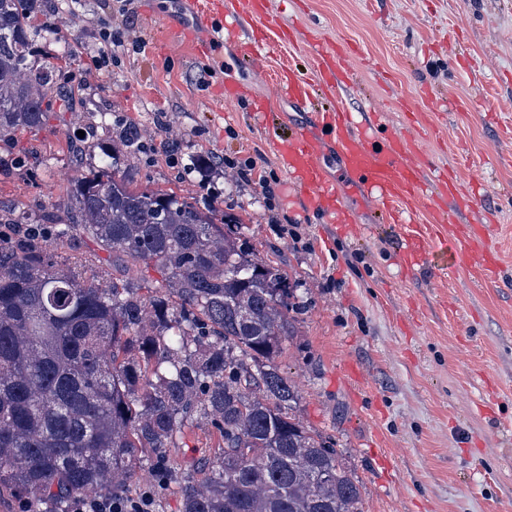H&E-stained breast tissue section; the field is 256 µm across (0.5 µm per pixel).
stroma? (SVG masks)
<instances>
[{
	"label": "stroma",
	"instance_id": "35a3bbf8",
	"mask_svg": "<svg viewBox=\"0 0 512 512\" xmlns=\"http://www.w3.org/2000/svg\"><path fill=\"white\" fill-rule=\"evenodd\" d=\"M89 3L83 12L46 0L35 51L55 66L53 110L41 128L0 142V206L24 217L64 206L111 146L134 187L201 208L215 189L248 247L296 290V334L277 364L298 386L303 425L331 442L357 483L362 512H512V0H264L290 39L250 65L240 59L250 22L240 43L203 51L171 22V0ZM97 16L144 51L92 69ZM320 46L346 55L337 95L354 120L404 136L427 183L451 171L460 196L473 197L448 214L455 224L483 216L495 278L464 261L453 238L404 269L402 228L378 223L335 149L325 170L366 233L340 232L297 196L272 133L249 114L264 104L282 126L308 123L306 109L279 97L275 74L286 65L318 79ZM129 129L141 149L123 148ZM81 130L95 145L78 161L70 144ZM203 155L253 164L254 175L217 170L200 188L193 167ZM47 242L111 283V262L79 236ZM186 442L167 451L181 476L215 454L207 425L187 428Z\"/></svg>",
	"mask_w": 512,
	"mask_h": 512
}]
</instances>
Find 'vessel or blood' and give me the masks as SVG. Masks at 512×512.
I'll list each match as a JSON object with an SVG mask.
<instances>
[{
  "label": "vessel or blood",
  "instance_id": "b4317fda",
  "mask_svg": "<svg viewBox=\"0 0 512 512\" xmlns=\"http://www.w3.org/2000/svg\"><path fill=\"white\" fill-rule=\"evenodd\" d=\"M260 0H176L177 25L187 42L238 41L239 20L249 17L257 25H268L269 19L258 8ZM280 96L305 106L313 101L314 86L310 80L285 69L277 77ZM309 125L296 128L278 142L275 148L279 166L293 180L309 209L331 216L341 231H349L355 222L352 212L338 201L336 186L322 165L325 141H332L346 169L361 184L378 206L383 221L397 223L403 211L426 197L428 187L422 181L416 164L410 158L408 143L393 136L376 140L369 129H355L346 113L314 112ZM448 211L436 205L432 208L434 232H407L400 250V261L414 268L426 260L435 235L447 231ZM465 252L476 258L485 274L498 268V258L486 248L484 224L468 225L460 234Z\"/></svg>",
  "mask_w": 512,
  "mask_h": 512
}]
</instances>
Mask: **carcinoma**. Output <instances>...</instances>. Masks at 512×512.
Segmentation results:
<instances>
[{
    "mask_svg": "<svg viewBox=\"0 0 512 512\" xmlns=\"http://www.w3.org/2000/svg\"><path fill=\"white\" fill-rule=\"evenodd\" d=\"M43 0H0V140L51 111L34 55ZM104 152L75 180L63 220L117 261L154 264L139 295L131 267L112 284L20 238L0 248V492L36 512L74 494L130 491L144 461L206 423L224 448L181 484L182 512H361L338 452L307 430L275 359L300 309L288 277L250 251L232 221L116 176ZM129 265L133 270L135 280L142 287L140 294L144 297L152 295L153 289L147 288H154L162 284V274L155 266H146L143 263H133L131 261Z\"/></svg>",
    "mask_w": 512,
    "mask_h": 512,
    "instance_id": "cac0c4a2",
    "label": "carcinoma"
}]
</instances>
